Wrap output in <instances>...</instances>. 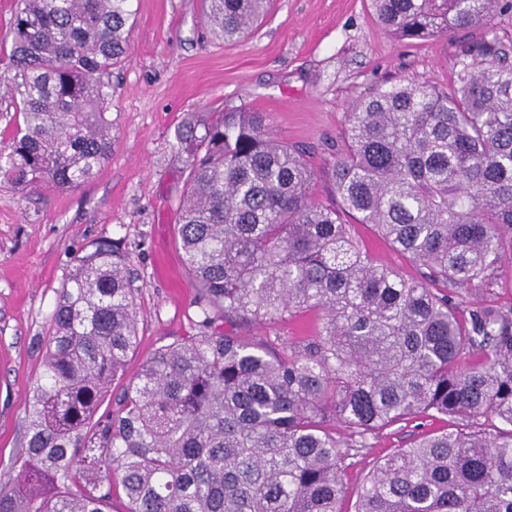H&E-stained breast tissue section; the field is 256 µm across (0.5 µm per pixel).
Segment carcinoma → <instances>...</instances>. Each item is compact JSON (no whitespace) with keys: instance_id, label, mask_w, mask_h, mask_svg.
I'll use <instances>...</instances> for the list:
<instances>
[{"instance_id":"carcinoma-1","label":"carcinoma","mask_w":512,"mask_h":512,"mask_svg":"<svg viewBox=\"0 0 512 512\" xmlns=\"http://www.w3.org/2000/svg\"><path fill=\"white\" fill-rule=\"evenodd\" d=\"M133 0H18L8 73L14 124L0 179L76 190L112 156L107 84L131 49ZM270 0H204L234 41ZM399 40L484 30L451 82L393 83L348 113L316 171L267 115L227 107L177 139L187 154L179 246L198 332L156 348L95 419L138 345L135 280L119 243L74 257L51 314L0 512H340L344 473L369 435L442 415L377 461L355 512H512V305L495 298L512 258V50L491 32L499 0H371ZM422 267L376 263L347 219ZM319 315L309 336L231 329Z\"/></svg>"}]
</instances>
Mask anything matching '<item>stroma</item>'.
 Returning <instances> with one entry per match:
<instances>
[{"mask_svg":"<svg viewBox=\"0 0 512 512\" xmlns=\"http://www.w3.org/2000/svg\"><path fill=\"white\" fill-rule=\"evenodd\" d=\"M133 8L131 50L106 79L109 162L74 191L25 193L0 182V478L24 446L57 291L85 245L119 241L137 277L139 347L127 375L157 347L195 334V290L177 245L187 156L176 133L186 113L206 119L241 105L267 113L273 134L302 149L317 171L310 193L326 203L322 170L344 146L352 104L403 80L448 83L460 46L478 36L461 31L410 44L378 23L369 0H274L262 25L232 42L215 37L201 0H134ZM351 233L378 263L418 276L369 225ZM449 425L427 418L370 436L346 472L341 512H354L375 459L418 429Z\"/></svg>","mask_w":512,"mask_h":512,"instance_id":"obj_1","label":"stroma"}]
</instances>
